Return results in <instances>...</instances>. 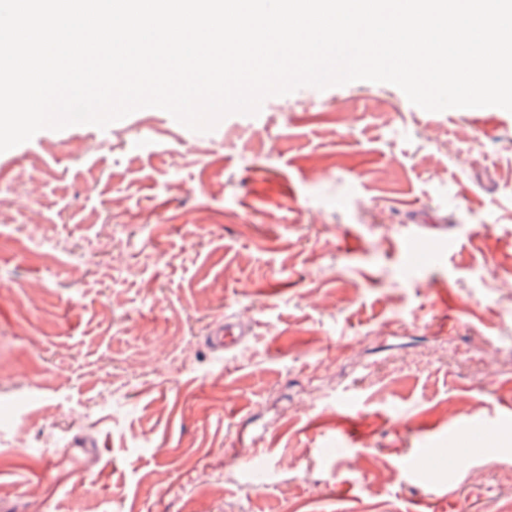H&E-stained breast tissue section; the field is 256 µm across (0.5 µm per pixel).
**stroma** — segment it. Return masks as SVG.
Listing matches in <instances>:
<instances>
[{"instance_id": "obj_1", "label": "stroma", "mask_w": 512, "mask_h": 512, "mask_svg": "<svg viewBox=\"0 0 512 512\" xmlns=\"http://www.w3.org/2000/svg\"><path fill=\"white\" fill-rule=\"evenodd\" d=\"M490 420L512 112L354 81L0 154V512H512V435L471 450ZM452 438L465 461L424 467Z\"/></svg>"}]
</instances>
